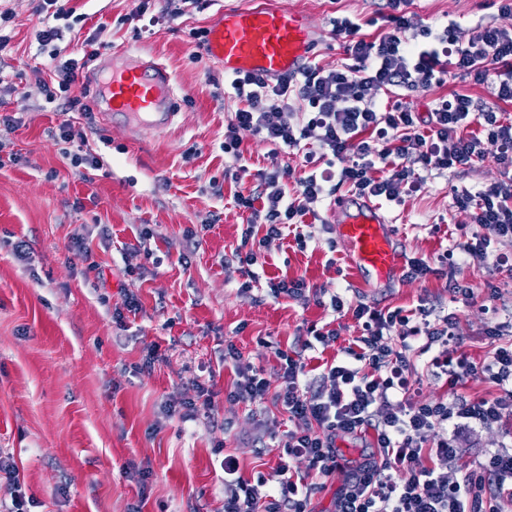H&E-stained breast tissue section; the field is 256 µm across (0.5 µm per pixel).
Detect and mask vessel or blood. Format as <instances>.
<instances>
[{"label":"vessel or blood","mask_w":512,"mask_h":512,"mask_svg":"<svg viewBox=\"0 0 512 512\" xmlns=\"http://www.w3.org/2000/svg\"><path fill=\"white\" fill-rule=\"evenodd\" d=\"M314 49L311 27L302 12L253 0L250 7L219 9L210 22L204 51L228 74L276 78L299 72ZM96 110L104 121L122 116L161 132L178 114L179 92L168 68L154 56L128 51L100 55L90 72ZM339 234L349 244L354 276L369 272L387 280L402 270L405 258L379 204L354 200L339 217Z\"/></svg>","instance_id":"vessel-or-blood-1"}]
</instances>
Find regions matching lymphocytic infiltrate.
Segmentation results:
<instances>
[{"mask_svg":"<svg viewBox=\"0 0 512 512\" xmlns=\"http://www.w3.org/2000/svg\"><path fill=\"white\" fill-rule=\"evenodd\" d=\"M69 0H39L37 51L51 66L46 102H62L65 111L91 114L88 90L80 82L87 60L108 48L101 32L85 40L82 58L67 54L60 42L74 16ZM409 0H387L388 32L360 36L361 25L350 18L332 19L331 32L342 40L353 63L324 69L306 65L299 75L265 79L250 74L224 79L225 97L237 108L224 127L221 148L233 177L244 159V135L272 146L269 166L259 169L250 188L237 191L236 206L249 211V223L262 227L257 248L235 250L241 265H256L260 248L281 239L285 228L317 215L331 197V183L348 186L352 195L388 202L419 191L430 172L469 168L494 154L501 169L494 181L454 189L455 206L470 212L474 231L453 239L437 261L406 260L404 276L417 281L447 275L448 290L469 300L473 289L456 277L463 263L492 260L495 268L512 258L490 255L491 237L512 240V121L484 108L464 93L438 99L427 117L401 100L377 103V88L411 91L442 83L449 72L484 82L496 74L494 96L512 103V26L487 25L461 38L455 23L412 29L404 8ZM302 160L306 171L295 176L279 162L280 154ZM337 314L351 312L360 336L347 358L325 366L319 383L306 379L299 355L276 350L284 387L270 396L262 371L243 362L234 345L224 357L235 373L231 399L255 407L276 398L293 422L273 477L244 478L232 456H225L224 512H310L312 496L322 480L341 475L336 512H500L498 501L512 499V448L486 451L479 464L462 462L457 439L464 431L500 422L512 408V344L497 346L482 363L451 356L458 347L456 317L446 314L432 324L425 305L410 310H383L360 303L347 306L333 296ZM387 336L397 346L384 345ZM444 377L449 386L478 374L499 387L497 396L453 402H422L411 394L417 357ZM371 436L372 450L351 463L339 455L340 438ZM304 459L314 482L293 470ZM495 493L484 496L486 485Z\"/></svg>","mask_w":512,"mask_h":512,"instance_id":"obj_1","label":"lymphocytic infiltrate"}]
</instances>
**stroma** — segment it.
Segmentation results:
<instances>
[{
  "label": "stroma",
  "mask_w": 512,
  "mask_h": 512,
  "mask_svg": "<svg viewBox=\"0 0 512 512\" xmlns=\"http://www.w3.org/2000/svg\"><path fill=\"white\" fill-rule=\"evenodd\" d=\"M250 0H205L201 9L177 20L134 26L126 17L135 0H70L85 20L65 32L68 51L80 48L96 25L112 48L154 55L173 73L183 92L172 127L151 132L132 122H96L87 148L104 160L102 169L74 173L53 132L63 120L84 126L76 112L48 104L43 87L50 74L36 56L34 29L38 0H0L13 21L10 41L0 50V115L16 127L0 130V455L12 457L31 499L30 512H224L222 454L234 455L244 477L271 473L277 441L294 425L274 394L283 386L275 349L300 352L309 327L339 328L329 346H315V367L344 359L360 336L352 316L337 317L329 299L341 293L383 309L428 303L434 319L455 313L460 350L476 362L494 342L490 320L512 321V270L472 261L460 277L475 290L473 300L452 301L448 279L352 282L349 246L321 209L325 226H314L306 248L283 235L263 249L249 292L232 252L240 245L249 214L233 196L254 183L268 165L269 145L244 136L246 158L237 181L224 178V126L236 102L217 96L224 70L198 57L191 28L207 27L219 6L244 7ZM303 12L317 30L313 62L333 69L346 63L330 18L359 20L362 35L386 30V0H284ZM406 13L413 26L455 22L471 34L478 25H511L499 0H412ZM497 107L512 120V104L497 103L489 84L449 77L419 87L406 97L415 112L427 114L435 100L454 92ZM20 162H12L11 154ZM499 176L494 156L474 167L431 176L421 191L400 204L385 205L397 245L407 255L434 259L449 243L451 226L470 221L452 204L453 186H478ZM151 234L152 256L137 250L142 231ZM83 232L98 268L85 272L68 245ZM25 240L27 258L11 245ZM137 266L127 274L126 265ZM304 278L320 289L322 302L273 298L268 282ZM495 293H488L487 285ZM141 310L124 324L112 318L125 295ZM234 344L244 361L261 368L271 394L264 408L229 400L234 375L224 348ZM160 355L151 371L137 372L148 348ZM212 385V417L192 423L166 417L169 397L196 398V382ZM419 399L452 401L491 398L498 388L486 377H469L449 387L444 379L419 372ZM512 442V409L490 428L465 431L459 446L468 460L484 449ZM147 467L146 486L131 481V466Z\"/></svg>",
  "instance_id": "stroma-1"
}]
</instances>
